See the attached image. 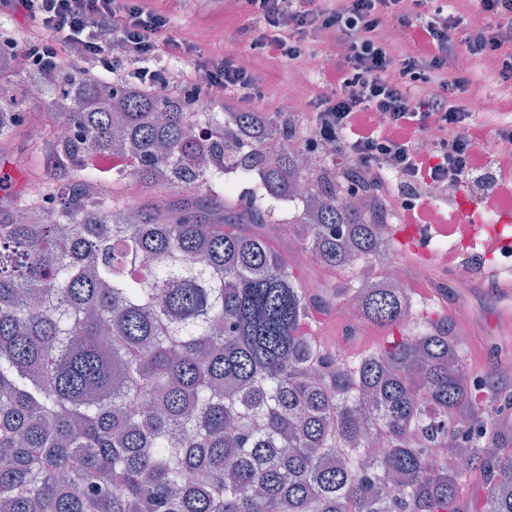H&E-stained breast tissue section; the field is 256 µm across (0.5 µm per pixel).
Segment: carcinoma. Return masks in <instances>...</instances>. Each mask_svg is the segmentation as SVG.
<instances>
[{
    "mask_svg": "<svg viewBox=\"0 0 512 512\" xmlns=\"http://www.w3.org/2000/svg\"><path fill=\"white\" fill-rule=\"evenodd\" d=\"M13 53L1 34L0 144L40 124L21 109L35 82L79 135L41 129L45 198L0 210V512H512V380L475 376L409 289L368 283L394 240L338 203L341 165L300 169L263 112ZM112 154L129 165L107 180ZM128 180L145 201L120 199ZM174 192L222 216L155 204ZM267 224L297 228L336 273L326 297L390 332L378 348L342 361L301 333L317 296Z\"/></svg>",
    "mask_w": 512,
    "mask_h": 512,
    "instance_id": "obj_1",
    "label": "carcinoma"
}]
</instances>
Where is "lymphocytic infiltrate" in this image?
<instances>
[{
	"label": "lymphocytic infiltrate",
	"instance_id": "obj_1",
	"mask_svg": "<svg viewBox=\"0 0 512 512\" xmlns=\"http://www.w3.org/2000/svg\"><path fill=\"white\" fill-rule=\"evenodd\" d=\"M403 0H241L254 20L272 29L264 47L276 61L305 63V43L321 30L336 36L338 62L322 76L327 87L311 112H292L288 120L306 147L336 144L338 158L350 163L352 182L372 190L375 208L399 204L403 223L425 224L434 206L430 184L480 186L479 201L490 205L512 194V120L503 113L467 112L455 100L468 79L450 74L456 37L472 55L493 59L499 79L512 88V0H469L485 17L483 27L460 32V15L448 0H416L407 13ZM35 24L25 53L38 69L61 62H99L111 70L144 63L166 53L177 67L152 74L159 90L184 86L199 72L210 81L212 99L259 98L258 75L238 56L202 63L181 44L159 42L169 23L167 11L146 0H16ZM402 23L405 41L389 39L386 18ZM493 136L495 156L483 141ZM431 137L430 150L420 142Z\"/></svg>",
	"mask_w": 512,
	"mask_h": 512
}]
</instances>
